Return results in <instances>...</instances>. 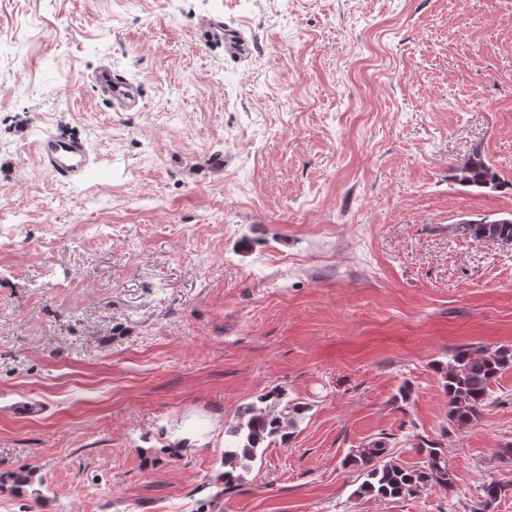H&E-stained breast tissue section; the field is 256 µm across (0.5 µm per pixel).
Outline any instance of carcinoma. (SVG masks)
<instances>
[{"instance_id":"obj_1","label":"carcinoma","mask_w":512,"mask_h":512,"mask_svg":"<svg viewBox=\"0 0 512 512\" xmlns=\"http://www.w3.org/2000/svg\"><path fill=\"white\" fill-rule=\"evenodd\" d=\"M453 182L464 188L485 189L494 186L512 189L501 179L498 169L479 152H474L452 168ZM463 231L475 242L497 240L512 242V222L471 220ZM512 368V347L495 350L464 346L456 349L448 363L441 364L443 390L448 398V421L458 429L472 426L487 406L489 390L497 376ZM303 411L299 403L286 400L282 390L262 394L242 406L237 422L227 430L224 446V490H232L244 481L243 471L249 463L265 452V445L287 444ZM418 451L425 454V464L410 469L388 460L389 443L386 438L374 439L353 451L345 464L365 475L356 490L358 495L378 498H403L414 494L430 482L444 491L454 486V475L448 466L444 449L435 442L426 441ZM512 486L491 481L483 486V499L478 512H492L502 494Z\"/></svg>"}]
</instances>
